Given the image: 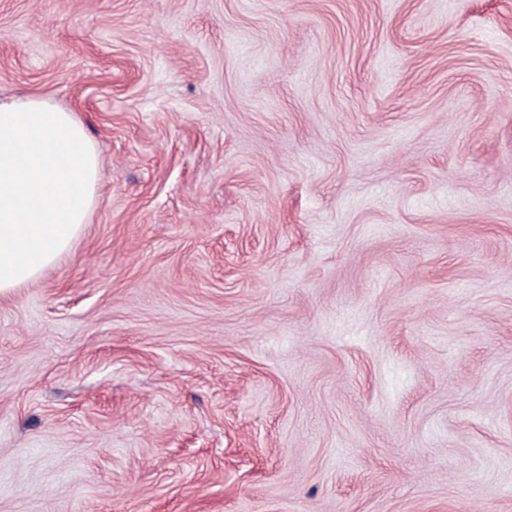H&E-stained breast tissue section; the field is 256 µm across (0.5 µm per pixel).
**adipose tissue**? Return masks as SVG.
<instances>
[{"label": "adipose tissue", "mask_w": 512, "mask_h": 512, "mask_svg": "<svg viewBox=\"0 0 512 512\" xmlns=\"http://www.w3.org/2000/svg\"><path fill=\"white\" fill-rule=\"evenodd\" d=\"M100 160L74 113L0 99V293L35 280L87 224Z\"/></svg>", "instance_id": "ef3b65f1"}]
</instances>
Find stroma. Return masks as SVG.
Here are the masks:
<instances>
[{"mask_svg": "<svg viewBox=\"0 0 512 512\" xmlns=\"http://www.w3.org/2000/svg\"><path fill=\"white\" fill-rule=\"evenodd\" d=\"M99 151L0 294V512H512V0H0Z\"/></svg>", "mask_w": 512, "mask_h": 512, "instance_id": "obj_1", "label": "stroma"}]
</instances>
